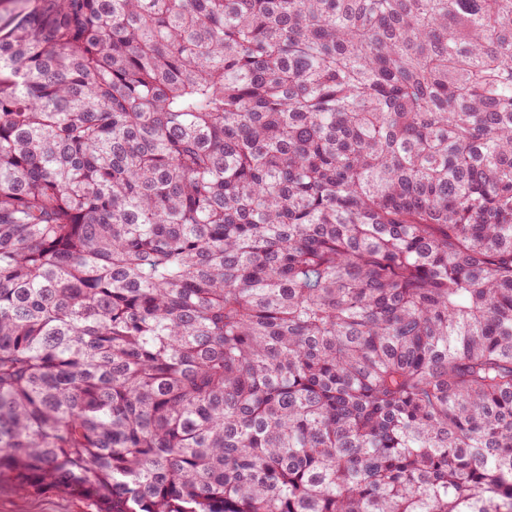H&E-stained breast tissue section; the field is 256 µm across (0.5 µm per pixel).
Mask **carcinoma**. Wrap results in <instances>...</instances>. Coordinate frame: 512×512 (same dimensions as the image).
Returning a JSON list of instances; mask_svg holds the SVG:
<instances>
[{
	"instance_id": "obj_1",
	"label": "carcinoma",
	"mask_w": 512,
	"mask_h": 512,
	"mask_svg": "<svg viewBox=\"0 0 512 512\" xmlns=\"http://www.w3.org/2000/svg\"><path fill=\"white\" fill-rule=\"evenodd\" d=\"M2 478L512 512V0H37L0 30Z\"/></svg>"
}]
</instances>
